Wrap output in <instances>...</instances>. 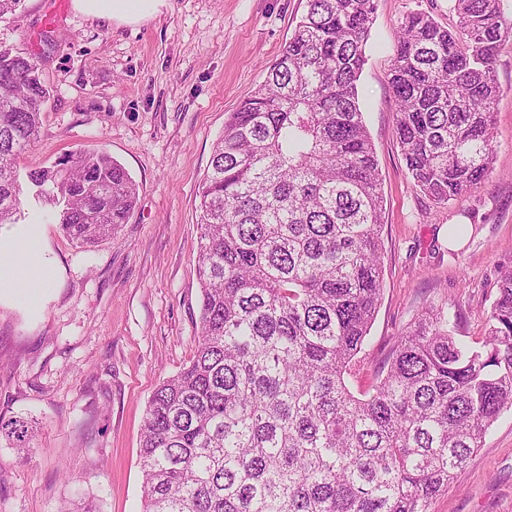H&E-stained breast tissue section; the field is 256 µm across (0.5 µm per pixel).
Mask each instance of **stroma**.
Listing matches in <instances>:
<instances>
[{
    "mask_svg": "<svg viewBox=\"0 0 512 512\" xmlns=\"http://www.w3.org/2000/svg\"><path fill=\"white\" fill-rule=\"evenodd\" d=\"M306 0H162L136 21L92 18L74 0H25L0 18V46L36 55L51 90L21 171L100 148L138 185L112 240L73 243L54 208L31 202L0 244L34 241L40 301L0 289V417L33 426L26 450L0 439V512H141L140 435L155 388L196 351L198 186L229 112L259 85ZM448 20V0H378L360 83L385 196L384 291L360 387L375 383L399 334L425 307L462 312L482 336L501 271L512 268V41L497 57L494 170L438 205L413 184L394 134L388 85L408 11ZM469 232L456 244L448 227ZM429 512H512V411Z\"/></svg>",
    "mask_w": 512,
    "mask_h": 512,
    "instance_id": "stroma-1",
    "label": "stroma"
}]
</instances>
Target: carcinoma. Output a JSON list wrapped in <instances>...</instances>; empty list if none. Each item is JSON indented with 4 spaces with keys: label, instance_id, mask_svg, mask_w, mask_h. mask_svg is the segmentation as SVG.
I'll return each mask as SVG.
<instances>
[{
    "label": "carcinoma",
    "instance_id": "obj_1",
    "mask_svg": "<svg viewBox=\"0 0 512 512\" xmlns=\"http://www.w3.org/2000/svg\"><path fill=\"white\" fill-rule=\"evenodd\" d=\"M376 0H306L264 81L230 113L200 184V335L146 408L142 512H429L512 409V271L476 342L427 307L369 393L355 384L383 295L384 197L359 104ZM413 10L388 83L414 186L448 204L493 170L504 0ZM50 97L38 60L0 47V224L28 198L78 244L114 235L137 185L85 149L21 174ZM29 423L0 418L26 449Z\"/></svg>",
    "mask_w": 512,
    "mask_h": 512
}]
</instances>
